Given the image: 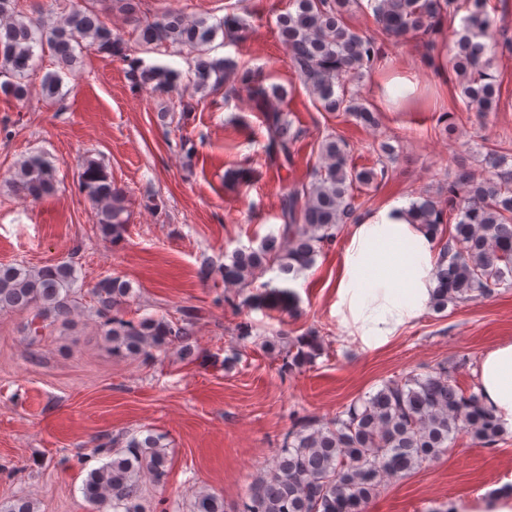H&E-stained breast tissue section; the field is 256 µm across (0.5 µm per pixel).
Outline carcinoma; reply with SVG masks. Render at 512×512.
<instances>
[{
	"label": "carcinoma",
	"mask_w": 512,
	"mask_h": 512,
	"mask_svg": "<svg viewBox=\"0 0 512 512\" xmlns=\"http://www.w3.org/2000/svg\"><path fill=\"white\" fill-rule=\"evenodd\" d=\"M85 0H68L62 23L48 27L41 18H14V0H0V73L13 77L0 91L21 100L32 68L34 46L49 49L60 70L76 61L75 45L125 60L127 43L112 32ZM455 0H374L373 13L381 32L393 38L410 33L442 31ZM293 9L279 15V37L291 52L293 68L325 112H345L365 126L378 122L375 110L356 98L337 91L345 79L373 71L382 54L376 41L354 31L346 21L352 0H290ZM487 0H466L467 15L450 60L459 77L467 107L490 112L498 101L499 85L490 73L491 58L484 40L491 37ZM233 36L242 31L234 17L216 24L189 21L166 12L158 20L139 22L137 43L188 50L193 55L194 83L199 91L230 92L243 89L261 112L268 133L265 153L279 168H290L300 131H291L283 106L288 92L268 87L262 76L239 69L224 59H212L209 45L218 32ZM132 87L154 85L165 94L175 87L178 74L131 63ZM322 165L310 185L294 186L283 195L280 237L270 236L260 248L240 249L224 265V282L247 287L273 268L291 274L313 264L331 245L339 227L354 220V189L370 186L386 177L385 169H361L348 163V144L329 135L321 141ZM509 157L492 150L486 163L490 174L479 176L460 165L448 183V209L425 198L412 203L418 222L446 240L448 265L437 272L439 286L432 307L443 311L491 295L493 288L512 277V166ZM81 190L96 204V224L101 236L113 244L124 239L128 218L124 192L105 167L87 158L79 173ZM16 189L34 200L56 191L55 168L40 155L23 160ZM455 217L447 230L444 216ZM75 261L70 259L38 269L22 264H0V312L25 311L29 324L67 322L78 307L73 290ZM99 325L112 351L148 356L154 350L179 345L191 354L189 339L195 314L170 322L164 318L134 321L124 318L122 305L131 295L129 283L106 278L92 289ZM268 353L284 355L286 365L300 368L321 354L322 340L315 331L303 336L263 344ZM471 435L487 447L496 445L503 426L485 407L481 395L464 394L454 385L448 367L438 366L422 376L402 374L390 379L368 398H359L322 424L306 417L297 419L273 461L249 486L248 495L233 512H365L391 478L406 476L436 458L459 433ZM162 436L128 434L123 449L92 470L84 495L97 505L123 512H145L141 506L140 478L159 483L168 472V456ZM194 512H226L224 500L205 491L195 495Z\"/></svg>",
	"instance_id": "cac0c4a2"
}]
</instances>
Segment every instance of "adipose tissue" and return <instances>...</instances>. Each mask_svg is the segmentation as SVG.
Listing matches in <instances>:
<instances>
[{"mask_svg": "<svg viewBox=\"0 0 512 512\" xmlns=\"http://www.w3.org/2000/svg\"><path fill=\"white\" fill-rule=\"evenodd\" d=\"M437 236L392 200L362 213L346 229L331 310L347 336L377 351L428 311L442 262ZM484 404L512 429V341L482 357L476 371Z\"/></svg>", "mask_w": 512, "mask_h": 512, "instance_id": "ef3b65f1", "label": "adipose tissue"}]
</instances>
